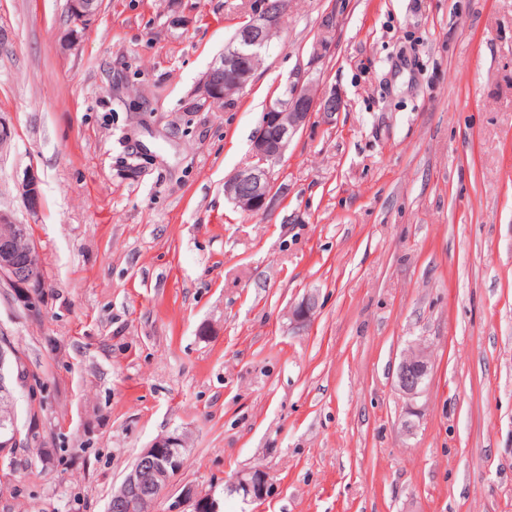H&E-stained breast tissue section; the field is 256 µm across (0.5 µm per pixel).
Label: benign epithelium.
<instances>
[{
    "mask_svg": "<svg viewBox=\"0 0 512 512\" xmlns=\"http://www.w3.org/2000/svg\"><path fill=\"white\" fill-rule=\"evenodd\" d=\"M286 0H261L244 15L233 36L224 43L221 53L203 76L193 94L195 104L208 106L216 95L230 98L251 81L256 60L280 31ZM99 0H68L67 29L61 37L64 46L73 45L100 9ZM330 40L317 41L310 60L298 67L287 79L286 92L269 101L261 122L251 140V162L236 170L224 181V196L248 215H262L276 194L274 169L291 140L319 112L333 116L342 111L345 98L332 90L322 93L312 77V65L327 53ZM29 211L42 206L40 180L34 170L25 172L19 185ZM36 248L28 225L18 223L11 213L0 210V279L12 288L28 293L45 286L40 270L31 264ZM316 309L313 296L296 305L291 316L298 325L308 323ZM5 351L0 348V401L10 400L17 388L24 385L21 375L4 371ZM430 363L421 349H410L400 360L395 372V386L408 399L421 396L426 389ZM185 446L178 434L156 438L137 457L120 487L112 492V512H142L143 505L157 499L181 470L180 456L175 449ZM20 447L19 434L10 429L0 435V465L13 461ZM230 488L244 499L261 500L271 493V485L261 471L240 474ZM182 498L193 506V512H217V503L209 493L186 485Z\"/></svg>",
    "mask_w": 512,
    "mask_h": 512,
    "instance_id": "obj_1",
    "label": "benign epithelium"
}]
</instances>
